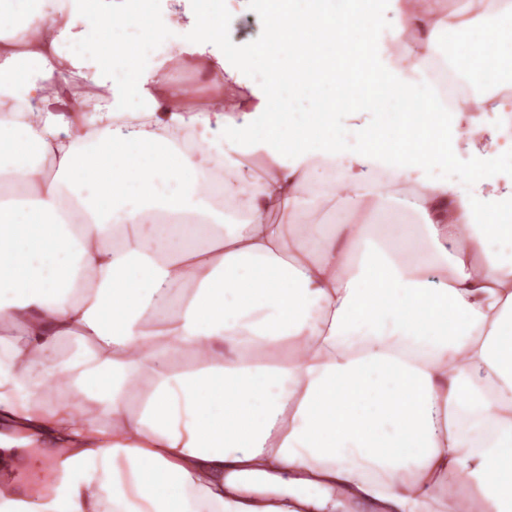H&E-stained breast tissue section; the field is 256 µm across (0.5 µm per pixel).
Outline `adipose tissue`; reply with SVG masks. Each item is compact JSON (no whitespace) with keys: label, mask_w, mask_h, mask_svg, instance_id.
Wrapping results in <instances>:
<instances>
[{"label":"adipose tissue","mask_w":512,"mask_h":512,"mask_svg":"<svg viewBox=\"0 0 512 512\" xmlns=\"http://www.w3.org/2000/svg\"><path fill=\"white\" fill-rule=\"evenodd\" d=\"M440 2L343 24L449 140L503 138L495 48L439 33L512 0ZM135 12H0V512H512V167L282 121L264 52L194 0L144 23L205 107L164 55H79ZM170 49L174 54H170L165 51V49H160L164 53H166L169 58V74L174 79V81L184 85L187 91L190 94V100L194 103L203 104V100L205 95L209 89L208 81L203 77L202 74L182 69L178 66V60L180 58V47L177 44L170 45Z\"/></svg>","instance_id":"ef3b65f1"}]
</instances>
